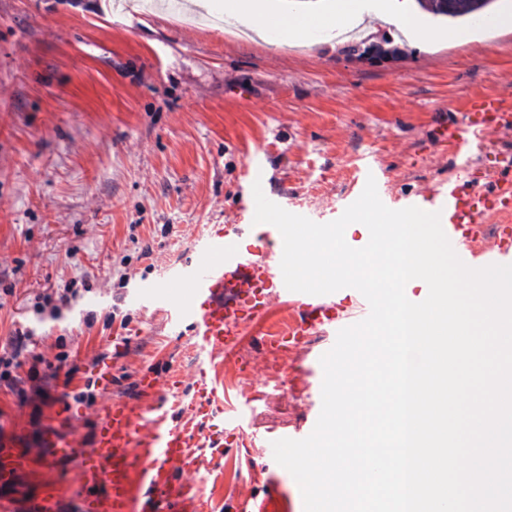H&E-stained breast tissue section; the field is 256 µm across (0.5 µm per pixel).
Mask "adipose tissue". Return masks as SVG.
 Listing matches in <instances>:
<instances>
[{"label":"adipose tissue","instance_id":"ef3b65f1","mask_svg":"<svg viewBox=\"0 0 512 512\" xmlns=\"http://www.w3.org/2000/svg\"><path fill=\"white\" fill-rule=\"evenodd\" d=\"M329 9L322 13L294 14L278 10L274 0H229L228 7L247 22L268 16L278 19L279 36L285 41L307 38L314 30L326 27H342L358 16V0H330Z\"/></svg>","mask_w":512,"mask_h":512}]
</instances>
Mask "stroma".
Here are the masks:
<instances>
[{"instance_id":"1","label":"stroma","mask_w":512,"mask_h":512,"mask_svg":"<svg viewBox=\"0 0 512 512\" xmlns=\"http://www.w3.org/2000/svg\"><path fill=\"white\" fill-rule=\"evenodd\" d=\"M104 0H0V345L33 331L35 353L54 361L64 342L71 385L48 379L44 397L19 403L0 389V433L17 434L29 469L0 498L20 512L25 495L60 483L62 512H78L63 470L39 446L53 402L83 388L113 336H129L113 360L111 391L74 403L70 432L90 435L109 396L145 411L137 383L174 367L184 381L219 363L171 331L161 302L176 290L172 267L193 257L213 225L235 223L248 183L317 223L357 200L375 169L389 193L420 191L453 164L428 131L434 112L479 94H512V31L421 46L394 24L371 39L397 47L373 64L325 30L290 44L201 0H136L125 12ZM85 282L59 318H37L45 295ZM241 356L221 369L224 413L246 432L304 436L322 406L319 355L330 336L279 354V372L250 329ZM215 512L234 501H277L304 512L300 488L269 448L241 443L204 489Z\"/></svg>"}]
</instances>
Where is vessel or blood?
<instances>
[{"label":"vessel or blood","mask_w":512,"mask_h":512,"mask_svg":"<svg viewBox=\"0 0 512 512\" xmlns=\"http://www.w3.org/2000/svg\"><path fill=\"white\" fill-rule=\"evenodd\" d=\"M512 134V97L483 94L466 99L459 108L439 115L429 137L452 155L464 156L478 135ZM398 208L418 207L439 213L454 251L468 266L512 264V162L498 165L493 177L475 173L451 177L427 190L392 198ZM504 217L490 229L492 217ZM247 224H219L199 244L195 258L177 269L175 277L190 288L189 297H171L166 312L172 328L191 336L194 346L214 353L234 347L249 328L264 317L274 301L287 299L297 308L285 333L263 338L265 350L279 352L311 336H334L363 320L370 308L356 289H348L355 306L337 304L335 294L311 295L288 290L276 260L283 254L279 231L265 225L258 244H249ZM112 353L90 370L93 382L112 385V358L126 339L111 340ZM179 389L178 372L160 376L143 371L142 393L156 395L160 386ZM221 414L217 379L209 371L194 374L192 392L183 407L158 398L149 416H142L123 399L108 400L91 437L55 427L39 438L52 467L71 465L80 512H208L197 485L224 458V448L236 430L217 431ZM30 463L27 448L0 437V490L9 488ZM24 512H61L56 484L42 486L24 501Z\"/></svg>","instance_id":"b4317fda"}]
</instances>
